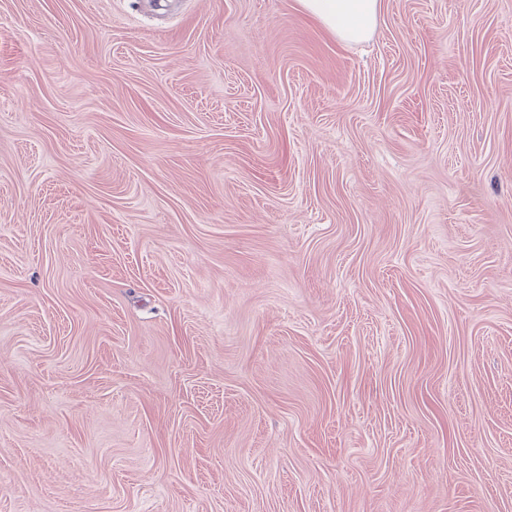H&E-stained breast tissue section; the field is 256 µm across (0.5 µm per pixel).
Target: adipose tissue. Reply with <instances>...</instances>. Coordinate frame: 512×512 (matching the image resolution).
Segmentation results:
<instances>
[{
    "instance_id": "adipose-tissue-1",
    "label": "adipose tissue",
    "mask_w": 512,
    "mask_h": 512,
    "mask_svg": "<svg viewBox=\"0 0 512 512\" xmlns=\"http://www.w3.org/2000/svg\"><path fill=\"white\" fill-rule=\"evenodd\" d=\"M305 13L339 40L366 39L375 24L380 0H299Z\"/></svg>"
}]
</instances>
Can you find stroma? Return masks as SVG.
<instances>
[{"label":"stroma","instance_id":"35a3bbf8","mask_svg":"<svg viewBox=\"0 0 512 512\" xmlns=\"http://www.w3.org/2000/svg\"><path fill=\"white\" fill-rule=\"evenodd\" d=\"M0 512H512V0H0ZM305 13L339 40L366 39L375 24L380 0H298Z\"/></svg>","mask_w":512,"mask_h":512}]
</instances>
